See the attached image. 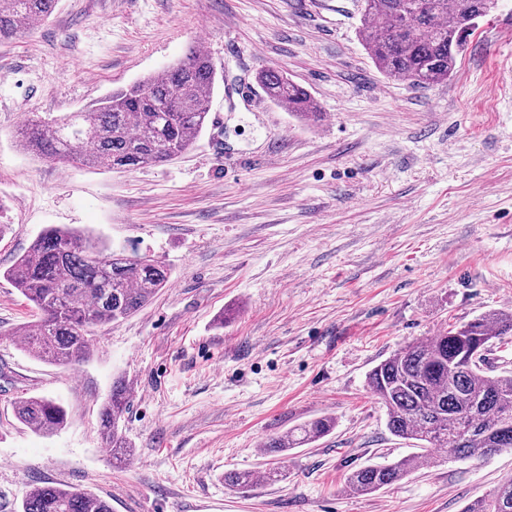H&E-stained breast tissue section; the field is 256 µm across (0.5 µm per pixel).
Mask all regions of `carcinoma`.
Wrapping results in <instances>:
<instances>
[{"label":"carcinoma","instance_id":"obj_1","mask_svg":"<svg viewBox=\"0 0 512 512\" xmlns=\"http://www.w3.org/2000/svg\"><path fill=\"white\" fill-rule=\"evenodd\" d=\"M498 0H364L360 34L375 67L385 76L426 89L454 74L465 39ZM57 0H0V43L24 37L46 21ZM219 78L209 56L194 48L157 75L116 89L77 112L29 120L18 132L21 146L52 162L79 161L112 171L163 165L189 150L206 127ZM267 96L295 116L319 118L308 91L273 69L259 74ZM36 308L35 321L19 333L28 352L62 366L82 362L95 328L118 323L166 287L169 270L154 259L108 251L75 230L51 227L15 264L0 273ZM512 337V312L489 311L427 340L410 343L367 376L372 394L386 409V425L398 438L416 441L417 451L385 466H364L346 477V488L368 495L434 462L442 448L463 458L512 451V373L490 375L486 357ZM127 388L112 387L100 411L102 434L118 463L132 455L120 428ZM15 418L51 434L67 423L65 408L44 397L14 403ZM335 421L321 416L263 442L267 453L316 442ZM251 471L224 473V487L249 491ZM22 512H112L103 499L74 487L35 485ZM464 512H512V478L490 498Z\"/></svg>","mask_w":512,"mask_h":512}]
</instances>
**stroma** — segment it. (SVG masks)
Returning <instances> with one entry per match:
<instances>
[{"label": "stroma", "instance_id": "stroma-1", "mask_svg": "<svg viewBox=\"0 0 512 512\" xmlns=\"http://www.w3.org/2000/svg\"><path fill=\"white\" fill-rule=\"evenodd\" d=\"M363 0H59L0 44V270L48 227L77 229L170 271L74 367L16 331L32 304L0 278V512L33 485L76 487L112 512H463L512 478V453L434 463L357 495L354 469L413 452L367 374L408 343L512 311V0L473 31L447 82L385 77L358 38ZM225 84L205 131L162 166L109 172L20 149L33 116L74 112L184 58L197 40ZM308 89L298 119L252 88L266 68ZM229 319H222L223 311ZM130 390L113 462L99 411ZM60 403L42 436L15 400ZM329 415L319 441L266 438ZM285 479L248 492L229 470Z\"/></svg>", "mask_w": 512, "mask_h": 512}]
</instances>
